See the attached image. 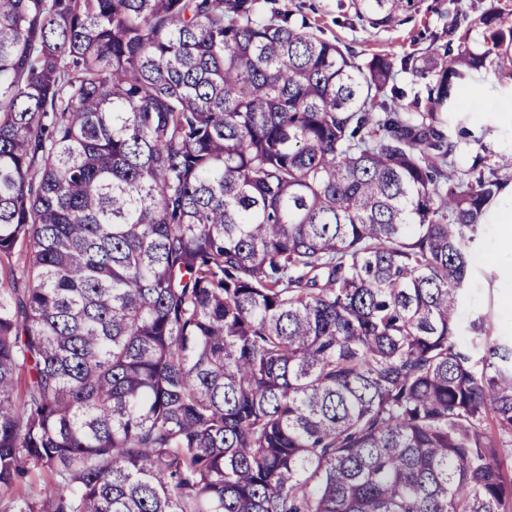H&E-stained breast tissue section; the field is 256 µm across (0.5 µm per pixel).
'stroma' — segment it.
<instances>
[{"label": "stroma", "instance_id": "35a3bbf8", "mask_svg": "<svg viewBox=\"0 0 512 512\" xmlns=\"http://www.w3.org/2000/svg\"><path fill=\"white\" fill-rule=\"evenodd\" d=\"M351 0H276L280 10L294 17H305L324 38L348 47L358 63H365L375 54H384L401 60L409 54L431 50L434 45H446L444 32L448 11L459 5L470 16H479L490 7L502 12L504 25H512V0H413L401 25L391 29L372 28L358 20L350 9ZM459 141L462 160L484 156L488 164H496L499 156L512 151V130L504 132L496 127L478 125L468 112H460L453 127ZM479 260L475 265L468 288L460 306V319L469 322L478 314H485L497 325L502 335L512 336V291L497 287L486 256L493 253L512 259V246L504 244L497 225H482L475 241Z\"/></svg>", "mask_w": 512, "mask_h": 512}]
</instances>
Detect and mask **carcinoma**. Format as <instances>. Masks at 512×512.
Listing matches in <instances>:
<instances>
[{"mask_svg": "<svg viewBox=\"0 0 512 512\" xmlns=\"http://www.w3.org/2000/svg\"><path fill=\"white\" fill-rule=\"evenodd\" d=\"M478 24L362 66L274 3L0 0V512H512V339L457 341L512 171L448 133L512 80ZM397 81L400 86H403L407 93V99L402 103H406L413 99L414 96L418 97L421 100H425L427 97L428 85L430 82V77L425 79L412 77L410 74L399 72L397 76Z\"/></svg>", "mask_w": 512, "mask_h": 512, "instance_id": "1", "label": "carcinoma"}]
</instances>
